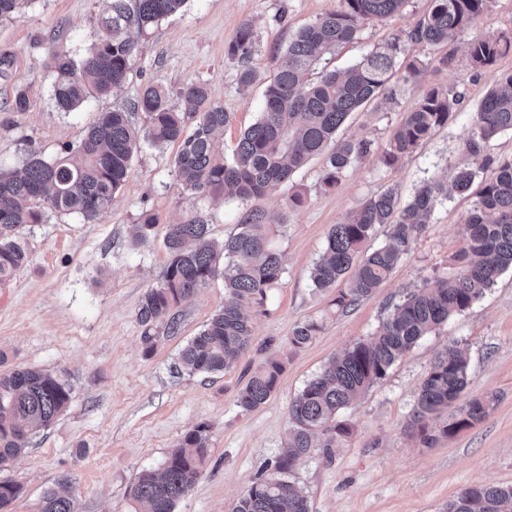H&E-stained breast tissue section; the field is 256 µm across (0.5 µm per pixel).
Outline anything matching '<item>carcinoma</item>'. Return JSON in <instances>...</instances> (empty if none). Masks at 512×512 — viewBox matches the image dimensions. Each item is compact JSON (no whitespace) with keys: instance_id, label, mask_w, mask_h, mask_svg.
Wrapping results in <instances>:
<instances>
[{"instance_id":"cac0c4a2","label":"carcinoma","mask_w":512,"mask_h":512,"mask_svg":"<svg viewBox=\"0 0 512 512\" xmlns=\"http://www.w3.org/2000/svg\"><path fill=\"white\" fill-rule=\"evenodd\" d=\"M99 16L108 37L81 58L59 54L53 62L52 95L56 105L71 112L91 96H107L122 87L139 53V42L162 19L177 13L185 0H106ZM341 7L299 28L286 49L275 57L277 74L266 88L263 111L246 128L231 157L216 134L230 114L214 101L206 86L192 82L180 88L179 111L170 105L162 86L144 87L132 111L145 114L147 138L154 144H178L174 169L192 196L231 195L243 201L262 198L267 190L289 180L312 158L325 156L322 182L338 185L343 172L369 155L372 142L337 137L347 117L380 98L395 96L392 79L399 70L398 41L378 47L344 72L317 69L325 56L357 38L362 25L401 10L406 0H340ZM429 11L408 33L417 43L439 45L454 40L483 13L487 0H430ZM255 35L242 24L227 48L239 61V83L253 81L251 60ZM469 56L479 70L491 67L512 51V36H484L469 43ZM462 93L431 88L410 108L389 135L380 154L394 166L413 153L435 128L448 123ZM512 130V72L500 75L482 99L462 150L469 163L456 172L454 191L468 192L477 169L489 163L487 149L504 131ZM139 133L129 113L102 112L80 143L45 159L33 152L22 171L0 169V284L26 264L20 231L41 224L47 213L76 214L98 220L112 210V201L125 184L137 151ZM447 185L422 186L403 208L389 188L365 199L344 222L330 228L325 250L313 267L317 291L336 289L330 301L344 312L372 294L389 277L429 223ZM389 227L387 242L365 249L375 227ZM208 224L189 215L166 225L164 247L169 263L159 285L147 289L138 308L145 355L153 354L160 334L172 336L179 327L178 308L207 283L224 279V305L199 333L181 348L182 366L195 374H219L244 353L252 336L245 307L263 302L281 278L283 257L272 244L261 217L240 225V231L217 248L207 241ZM462 245L451 257L450 279L425 282L394 304L367 343H357L331 360L291 403L292 429L273 473L259 477L232 512H310L307 496L288 481L295 463L315 448L327 452L350 434L339 412L363 396L419 339L450 317L469 308L506 271L512 270V160L498 163L495 175L476 192L472 209L461 222ZM323 322L298 324L289 337L295 347L311 342ZM282 365L269 359L239 389L237 403L245 410L263 404L276 389ZM469 383L468 361L460 343L452 342L437 356L419 388L406 428L428 445L450 438L481 422L492 400L473 397L455 415L441 413L455 405ZM70 389L57 376L37 368L0 369V464L21 455L29 434L51 425L68 407ZM208 427L187 431L157 472L145 473L130 496L146 512H174L201 477L210 455ZM22 494L16 482H0V512ZM41 512H75L72 499L54 487L41 497ZM446 512H512V486L493 484L462 489Z\"/></svg>"}]
</instances>
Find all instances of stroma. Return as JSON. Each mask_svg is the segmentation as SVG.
I'll use <instances>...</instances> for the list:
<instances>
[{"label":"stroma","mask_w":512,"mask_h":512,"mask_svg":"<svg viewBox=\"0 0 512 512\" xmlns=\"http://www.w3.org/2000/svg\"><path fill=\"white\" fill-rule=\"evenodd\" d=\"M429 4L407 0L400 12L363 25L355 42L328 58L330 67L342 69L396 37L402 56L425 62L418 79L399 86L394 102L352 113L339 130L340 137L367 139L378 148L428 89L465 92L448 123L396 166H383L372 155L329 188L322 182L323 161L316 158L256 201L193 197L174 173L176 145L156 147L142 138L110 213L92 222L53 214L23 230L28 262L0 285V350L8 367H37L58 376L70 387L71 401L51 426L33 434L24 455L0 467V481L24 488L11 512H39L43 490L62 479L76 512H144L129 495L131 485L159 468L181 437L200 424L208 427L211 455L175 512H232L281 454L291 427L289 406L307 382L344 350L372 337L389 302L425 281L447 277L449 259L461 246V221L473 205L472 197L454 192L440 198L430 224L389 279L353 309L334 312L333 291H315L310 279L330 227L364 199L393 187L405 203L423 184L451 179L478 104L500 74L512 71V52L483 70L468 56L473 38L512 32V0H489L470 29L437 49L407 38ZM339 6L340 0H186L142 40L120 90L64 112L52 97V59L83 56L105 38L98 23L104 4L26 0L12 18L0 21V46L14 55L11 78L0 80V167L22 169L33 152L55 157L65 145L79 143L100 113L126 109L144 86L157 83L170 90L175 107L180 87L205 83L232 115L222 136L225 152H232L262 110L275 74L274 55L299 27ZM245 22L256 36L254 80L246 88L238 81V61L226 53ZM443 56L448 65H440ZM19 89L30 99L23 112L11 109ZM298 192L303 204L290 206ZM146 211L159 224L139 243L135 235ZM258 211L285 271L263 306L246 311L253 327L249 348L219 375L176 369L181 347L224 303V281L218 278L181 306L178 333L161 337L154 353L144 355L137 311L168 265L165 225L194 213L220 243ZM310 318L323 320V331L305 347H292L294 327ZM454 340L469 356L463 399L489 396L494 409L480 424L426 445L406 423L427 370ZM271 355L283 365L276 390L261 406L242 409L240 387ZM340 418L350 435L329 453L313 451L290 475L311 512H445L465 487L512 485V271L419 340Z\"/></svg>","instance_id":"stroma-1"}]
</instances>
